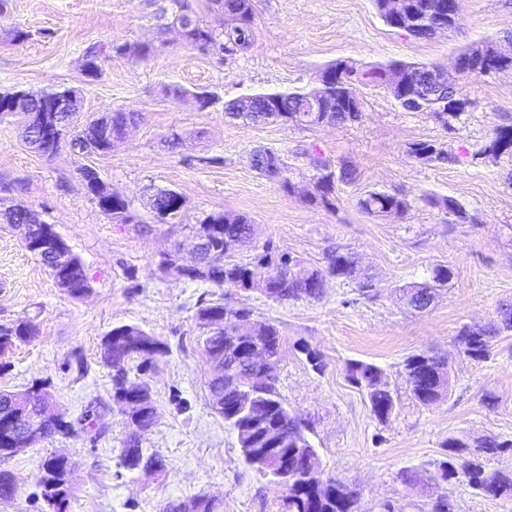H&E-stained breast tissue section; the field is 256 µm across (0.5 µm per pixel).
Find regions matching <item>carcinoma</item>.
<instances>
[{
  "instance_id": "obj_1",
  "label": "carcinoma",
  "mask_w": 512,
  "mask_h": 512,
  "mask_svg": "<svg viewBox=\"0 0 512 512\" xmlns=\"http://www.w3.org/2000/svg\"><path fill=\"white\" fill-rule=\"evenodd\" d=\"M176 7L175 19L185 23L191 18L192 26L186 36V44L207 53L234 54L250 44L255 6L253 0H209L208 7L223 13L221 28L217 29L204 22L195 0H172ZM379 16L391 28L403 30L418 40H430L436 36L434 25L447 20L448 0H406L405 18L395 23L383 11V0H373ZM121 55L138 53L149 54L146 46L134 47L126 43H114ZM104 46H92L86 51L84 74L95 79L100 74L99 61L108 49ZM470 54L468 65L474 70V76L489 75L488 69L497 72L512 73V58L489 65L478 57V53L491 52L490 46L478 49L472 45L463 49ZM432 67L430 63H412L389 61L369 65L350 60H337L325 70L334 73L336 81L312 85L256 92L254 107L275 109L277 118L282 123L294 122V117H302L304 127L321 125L326 118L333 124H352L362 117L363 88L386 89V75L393 71L402 73L406 88L395 89L392 97L397 99L408 95L415 85L417 72ZM23 94L26 105L25 123L22 137L29 148L46 158L55 157L61 148L69 146L74 153H86L91 147L96 155L109 153L112 148L125 138L127 128L141 122L139 112L115 109L102 112L86 121L81 120V113H69L65 125L58 123L57 113L49 111L48 103L60 97H77L79 90L71 87L52 88L42 91L12 90L0 94V112L10 113L15 104L14 96ZM470 105L459 87H454L446 98L422 99L415 103L414 111L427 112L434 117L443 114L450 117L445 128H452V122L460 117L458 110H467ZM483 154L495 159L502 155L512 156V126H496L486 144ZM411 155L424 161H455L448 151L429 142H417L411 147ZM261 174L275 182L288 193L294 191L293 172L288 162L277 152L269 151V157ZM353 179V172L348 168L336 171L331 161L323 159L314 165L315 183L319 184L317 196L320 200L328 199L336 186V178ZM90 193L100 209L116 224H134L137 231L147 233L151 227L137 222L127 200L120 198L109 200V190L104 182H99ZM426 203L445 211L448 222L464 221L462 207L448 197H424ZM149 209L160 220L177 215L185 206L183 197L171 189H162L150 195L147 200ZM360 208L375 216L400 214L407 208L406 200L392 194L370 191L358 201ZM32 209L19 203L16 208L0 214V220L12 228L19 224L34 229L36 235L42 234L44 224H32L28 215ZM218 225L220 232L209 237L210 270L207 274H190L167 254L162 266L180 279L200 281L214 288H237L244 291L258 292L276 302L296 301L304 297L318 300L324 295L329 281H353L359 288L360 295L371 296L370 281L359 277L358 261L354 254L343 249L330 251L327 264L323 267H309L293 257L291 262L276 263L277 258L285 255L283 251H273L265 247L263 253L249 262L236 259L238 248L256 235V226L246 216L229 212H214L192 226L197 230L204 225ZM21 246L40 260L55 285L72 298H79L90 290L89 278L80 259L70 250L61 251L66 273L58 268L55 259H41L33 247L34 241L20 238ZM451 269L442 264L434 266L428 277L422 282L409 283L402 288L405 305L420 311L415 302L427 298L434 301L437 291L448 285ZM250 318V311L224 304L223 301L210 300L200 305L196 320L202 330V347L210 366L208 380L209 390L216 387L224 389V410L219 412L236 433L238 444L245 462L267 478L270 468L256 464L260 458L275 463L279 460L293 462L298 454L297 444L305 442L308 448L313 445L308 437V427L301 418L288 410V405L280 398L274 387L259 381L250 372V363L239 353L241 342L238 333V320ZM258 328L252 333L249 344L252 346H275L282 349L281 334L278 327L266 320L257 321ZM35 324L30 320H16L8 325L0 324V353L11 349L16 343L24 342L35 335ZM512 333V307L501 305L496 311L493 324L472 330L463 327L455 337V342L463 344L460 354L472 359H486L492 353L495 338L503 333ZM124 336H141L158 346L157 354L147 358L133 344L122 341ZM169 349L163 341L134 325H122L112 328L101 339V362L112 369V399L126 390L142 393L146 400V413L134 420L136 426L145 431L151 429L157 420L152 387L147 378L148 372L157 358L166 355ZM448 368V363L429 352H420L409 356L403 364V377L410 398L418 405L431 406L449 396L450 380L441 378L436 373L438 367ZM136 368L138 378L129 377L131 368ZM349 381L365 393L371 412L379 421L396 412L398 399L390 388L384 370L374 364L352 361L346 366ZM112 403L95 399L73 421L60 424L55 420H46L42 424L45 437L59 435H82L94 443L106 434L100 429L93 431L92 420L100 410H111ZM447 458L433 465V468L419 469L405 467L400 471L405 483L425 481L437 485L463 478L479 493L487 497H512V471L505 472L487 468L482 462V454L495 453L504 448L512 449V442L487 440L477 445V449L463 453L464 444L451 438L446 442ZM118 464L127 471L151 466L165 465L164 456L156 451L142 448L141 434L132 433L125 441L119 454ZM297 477L288 482L286 490L287 512H358L357 493L346 483L337 478H330L333 487L319 493L313 486V473L300 466L295 470Z\"/></svg>"
}]
</instances>
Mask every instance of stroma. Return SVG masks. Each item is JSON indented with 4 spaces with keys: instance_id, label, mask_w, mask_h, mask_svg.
I'll return each mask as SVG.
<instances>
[{
    "instance_id": "35a3bbf8",
    "label": "stroma",
    "mask_w": 512,
    "mask_h": 512,
    "mask_svg": "<svg viewBox=\"0 0 512 512\" xmlns=\"http://www.w3.org/2000/svg\"><path fill=\"white\" fill-rule=\"evenodd\" d=\"M19 29L29 32L27 41L14 42ZM511 35L512 0H462L455 28L428 41L387 26L372 0H256L249 48L222 57L185 44L171 0H6L0 92L69 86L79 89L84 116L123 109L142 113L143 120L106 155L64 149L50 160L24 143L22 116L0 120V182L23 184L19 202L54 226L91 283L85 297H68L17 233L0 228V324L29 318L38 327L31 341L6 353L0 391L50 383L60 410L73 419L89 401L112 395V373L100 359L101 339L112 327L139 326L169 352L148 373L158 418L142 439L143 447L164 456L162 473L145 477L119 467L128 424L116 411L97 445L80 436L43 439L1 462L17 492L0 501V512H49L36 481L42 457L54 448L77 463L74 512H162L167 503L199 497L211 499L215 512H283L284 489L244 464L236 434L212 406L195 315L201 302L219 297L278 326L282 352L274 386L308 423L325 473L357 491L360 512H427L441 495L457 512H512V499L480 495L462 479L412 486L399 478L404 467L443 459L451 437L471 447L485 439L512 441V333L497 336L484 360L463 356L454 342L463 327L489 325L501 304H512V158L482 154L494 126L512 125V74L461 79L471 105L449 130L377 89L364 90L362 118L348 125H253L226 117L222 107L247 91L310 84L338 59L448 66L470 44ZM115 42L145 45L151 53L106 54L99 76L86 78L87 48ZM172 85L189 88V96H171ZM197 91L218 95L220 104L200 108ZM174 129L195 138L172 148L167 136ZM421 141L448 150L452 162L410 157L411 145ZM259 147L288 161L294 193L251 167L249 156ZM316 148L357 174L337 182L328 207L307 201ZM84 167L128 199L151 231L112 223L89 194ZM161 188L186 201L167 224L154 222L144 207ZM370 191L398 195L407 208L371 215L358 205ZM428 195L454 199L465 221L449 223L444 211L425 203ZM219 211L245 215L257 226L239 258L269 245L321 266L342 247L370 277L373 298L361 296L354 282L333 280L321 299L279 303L165 273L160 259L173 242H189V225ZM438 264L452 269V279L427 311L408 309L400 286L423 281ZM302 342L319 353L321 369L299 352ZM427 350L446 357L451 378L448 398L428 407L412 402L402 378L405 359ZM353 360L384 369L400 400L388 421L377 420L349 382L345 367ZM488 391L497 398L492 409L483 402Z\"/></svg>"
}]
</instances>
